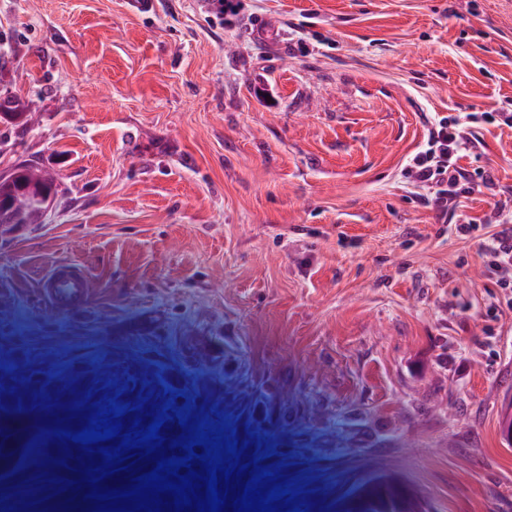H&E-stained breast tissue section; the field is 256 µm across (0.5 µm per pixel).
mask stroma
Returning a JSON list of instances; mask_svg holds the SVG:
<instances>
[{
    "instance_id": "35a3bbf8",
    "label": "stroma",
    "mask_w": 512,
    "mask_h": 512,
    "mask_svg": "<svg viewBox=\"0 0 512 512\" xmlns=\"http://www.w3.org/2000/svg\"><path fill=\"white\" fill-rule=\"evenodd\" d=\"M0 0V170L57 181L0 236V512H91L71 421L235 430L277 512L377 471L430 512H512V292L403 177L423 117L512 112V0ZM267 20L258 35L253 17ZM461 158L512 207V128ZM90 293L57 312V265ZM48 418L45 426L36 425ZM45 198L34 199L28 209L21 213H15L14 219L8 223L0 222V236L8 233L15 225L19 224H42L40 221L44 216L43 211L48 210V206L43 205ZM44 209V210H43Z\"/></svg>"
}]
</instances>
